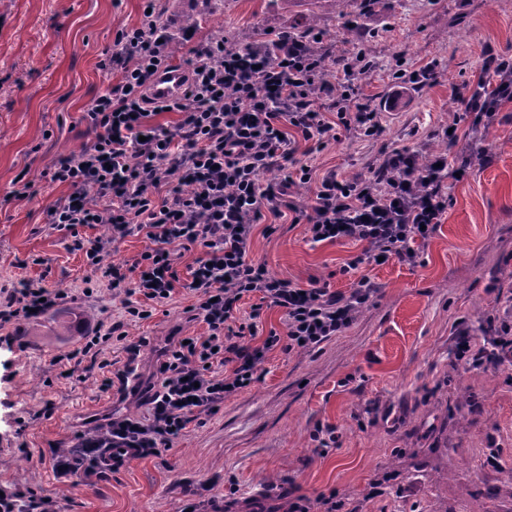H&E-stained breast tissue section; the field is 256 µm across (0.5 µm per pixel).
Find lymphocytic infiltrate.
<instances>
[{
	"mask_svg": "<svg viewBox=\"0 0 512 512\" xmlns=\"http://www.w3.org/2000/svg\"><path fill=\"white\" fill-rule=\"evenodd\" d=\"M143 6L141 22L117 29L100 62L119 79L84 111L96 133L93 145L60 158L46 173L67 189L46 209V223L74 234L80 226L108 225L109 239L87 242L75 234L72 246L86 254L87 283L127 295L124 321L103 327L71 356L101 353L110 341L125 340V321L149 319L151 303L171 298L180 260L194 248L200 254L189 267L188 287L198 297L194 315L208 333L173 340L164 350L146 416L106 418L77 435L71 447L52 448L49 464L63 481L80 473L102 477L107 459L117 470L161 456L201 414L217 413L226 396L249 388L268 351L308 349L353 323L374 292L372 283L360 279L345 295L318 280L304 288L269 276L248 253L264 215L292 212L315 243H362V254L342 274L380 258L413 265L418 244L431 238L448 210L450 184L470 170L469 158L452 164L445 155L424 158L418 147L406 146L369 174L316 176L311 164L297 159V140L322 149L340 131L372 139L380 126L376 112L357 103L352 62L343 61V81L333 85L324 58L287 29L246 45H196L183 94L158 97L151 78L172 66L170 34L152 12L154 0ZM481 71L490 80L477 83L465 109L475 124L487 126L502 104L512 102V57L484 54ZM164 112L178 113L174 126L155 123ZM274 171L282 180L262 184V176ZM301 185L313 190L311 210L293 200V188ZM133 233L144 234L147 245L132 267L106 262L108 241ZM62 297L42 282H21L0 295V326L32 319ZM246 299L252 306L242 323L238 312ZM272 306L285 316L284 333L269 332L261 344L250 345L264 308Z\"/></svg>",
	"mask_w": 512,
	"mask_h": 512,
	"instance_id": "f902f5d3",
	"label": "lymphocytic infiltrate"
}]
</instances>
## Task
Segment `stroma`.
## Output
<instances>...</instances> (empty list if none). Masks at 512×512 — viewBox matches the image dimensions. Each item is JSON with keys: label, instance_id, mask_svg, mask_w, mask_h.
Instances as JSON below:
<instances>
[{"label": "stroma", "instance_id": "obj_1", "mask_svg": "<svg viewBox=\"0 0 512 512\" xmlns=\"http://www.w3.org/2000/svg\"><path fill=\"white\" fill-rule=\"evenodd\" d=\"M141 13L142 0H0V289L41 280L66 293L38 318L0 327V487L52 497L70 512H181L191 503L207 512L213 501L242 512L253 500L291 512L298 497L320 494L335 497L336 512H512V344L496 342L512 327V103L477 128L492 159L474 160L453 185L416 265L365 263L344 276L361 243L311 242L288 215L255 225L249 254L275 277L317 278L345 294L370 280L376 292L345 332L267 353L257 382L162 456L77 486L55 479L54 444L70 445L92 418L145 413L144 390L172 338L207 333L188 318L195 294L180 287L150 319L126 324L127 341L141 345L135 360L119 343L78 365L67 358L123 309L109 288L85 292L84 252L44 223L66 188L43 173L92 143L83 111L108 85L99 62ZM188 15L201 28L186 26ZM312 18L331 82L341 78L335 58L366 53L357 84L381 124L375 139L350 132L310 152L318 172L365 174L406 145L452 160L467 153L440 131L459 115L455 87L476 84L483 51L512 55V0H374L367 9L349 0L340 13L331 0H224L220 15L209 0H167L163 15L179 67L210 30L245 45ZM429 63L436 83L384 108L395 71ZM21 179L34 182L35 198L11 197ZM463 335L473 350L493 348L494 361L456 359ZM113 360L131 365L128 390L104 388Z\"/></svg>", "mask_w": 512, "mask_h": 512}]
</instances>
